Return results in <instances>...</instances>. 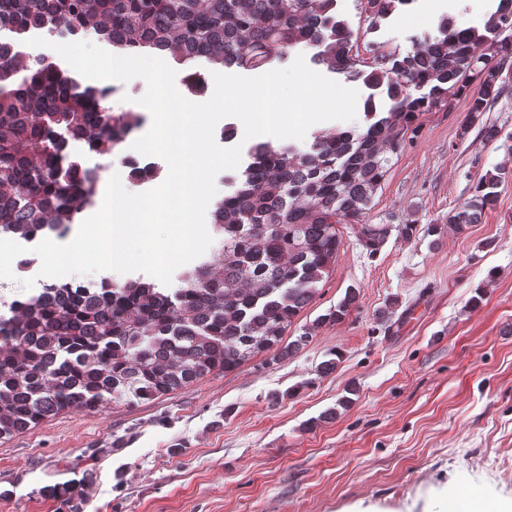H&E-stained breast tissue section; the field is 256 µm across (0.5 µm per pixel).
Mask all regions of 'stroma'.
<instances>
[{
  "label": "stroma",
  "instance_id": "35a3bbf8",
  "mask_svg": "<svg viewBox=\"0 0 512 512\" xmlns=\"http://www.w3.org/2000/svg\"><path fill=\"white\" fill-rule=\"evenodd\" d=\"M425 2L375 21L363 0H337L336 15L366 64L374 51L402 57L438 36L441 16L465 27L487 17L482 0H437L425 23L409 22ZM466 112L461 98L423 113L374 198L372 223L408 217L414 236L393 230L373 254L356 225H339L336 262L288 334L346 289L359 291L357 311L274 364L254 358L153 401L67 412L0 441V512H471L511 502L512 183L482 223L428 233L504 158L498 142L461 135ZM70 151L101 174L84 215L100 208L112 174L137 192L119 157ZM336 350V370L318 376Z\"/></svg>",
  "mask_w": 512,
  "mask_h": 512
}]
</instances>
